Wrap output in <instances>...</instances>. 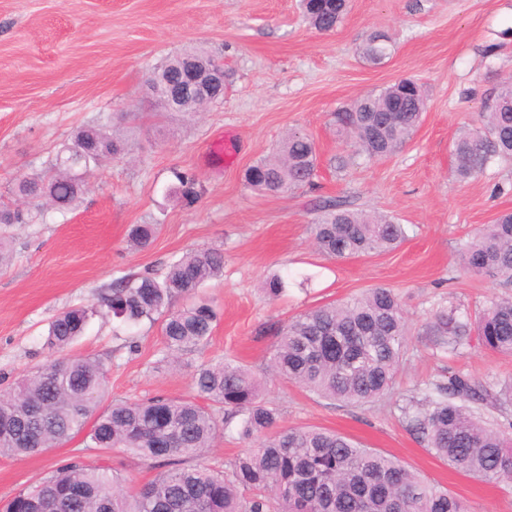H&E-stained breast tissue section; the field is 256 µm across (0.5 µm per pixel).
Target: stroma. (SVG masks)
<instances>
[{
  "label": "stroma",
  "instance_id": "1",
  "mask_svg": "<svg viewBox=\"0 0 512 512\" xmlns=\"http://www.w3.org/2000/svg\"><path fill=\"white\" fill-rule=\"evenodd\" d=\"M376 31L391 37L394 51L371 65L360 47ZM191 46L223 61L224 96L199 113L164 111L148 97L146 80ZM509 77L512 0H350L344 22L327 34L308 25L299 0H0V205L32 212L31 223L10 227L12 258L0 266V389L49 361L44 337L60 312L95 305L103 286L126 274L219 247L224 277L206 288L219 320L180 369L164 361L157 326L142 324L128 338L113 334L111 318L91 319L72 352L108 368L104 404L194 397L195 366L221 358L260 380L282 425L336 431L394 456L463 500L467 512H512V483L455 471L406 429L400 411L454 374L493 392L512 382V356L486 350L476 334L448 353L426 334L439 313L472 321L512 298L504 278L460 269L475 233L512 210V164L461 180L452 154L460 129L480 124V96ZM403 78L428 91L412 139L379 160L356 157L336 134L334 112ZM90 127L119 133L129 153L93 168L72 210L33 209L12 193L18 175L44 170L60 143ZM293 130L317 145L313 184L253 193L247 168ZM218 137L233 141L232 159L209 155ZM179 170L202 186L193 205L168 193ZM327 200L393 216L407 238L392 251L327 258L308 230ZM155 222V241L129 250L131 226ZM275 274L287 287L274 299L264 282ZM377 286L394 289L410 328L390 397L362 408L334 405L268 373L278 328ZM83 441L0 457V504L78 453L90 464L107 460L126 490L156 474L130 454L102 456Z\"/></svg>",
  "mask_w": 512,
  "mask_h": 512
}]
</instances>
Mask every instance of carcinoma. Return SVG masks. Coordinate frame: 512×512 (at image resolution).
I'll return each instance as SVG.
<instances>
[{
  "mask_svg": "<svg viewBox=\"0 0 512 512\" xmlns=\"http://www.w3.org/2000/svg\"><path fill=\"white\" fill-rule=\"evenodd\" d=\"M305 20L317 31L336 29L349 0H301ZM393 45L370 34L362 56L371 64L390 57ZM184 50L152 73L178 83L174 63L206 57ZM427 108L424 85L408 78L368 94L334 113L336 133L358 155L384 158L410 140ZM481 125L462 130L453 142L456 174L468 179L499 160H512V80L485 95ZM82 142L86 153L70 151ZM128 154L126 141L99 129H83L57 150L48 169L16 178L14 193L45 199L67 210L85 188V176L109 159ZM317 172L314 141L291 131L275 154L250 166L246 184L265 194H284L311 183ZM172 193L188 205L200 197L195 175L176 174ZM311 225L319 252L351 258L397 247L403 225L392 216L328 202ZM158 224H136L130 243L144 249ZM463 269L512 281V211L500 213L466 245ZM224 277L221 248L192 250L162 269L126 275L101 291V309L130 330L159 324L164 352L175 359L208 341L219 317L203 288ZM183 304L175 306V299ZM96 310L71 307L49 323L45 347L53 359L0 395V456L45 452L86 433L84 447L122 448L165 470L133 491L120 489L112 467L73 456L35 485L19 490L0 512H466L463 502L427 484L397 460L350 438L317 428H282L280 411L242 365L201 363L193 375L196 398L155 395L101 406L108 369L99 360L69 354ZM481 345L512 355V300L492 303L475 325ZM468 322L442 314L430 327L441 348L469 335ZM409 327L388 287L347 301L312 308L278 333L269 371L316 396L358 408L388 396L400 367ZM512 385L493 393L460 375L434 384L402 408L408 429L459 472L487 483L512 480V438L484 424L482 406L508 409ZM237 433L257 448L229 460L222 471L192 463L214 440Z\"/></svg>",
  "mask_w": 512,
  "mask_h": 512,
  "instance_id": "carcinoma-1",
  "label": "carcinoma"
}]
</instances>
